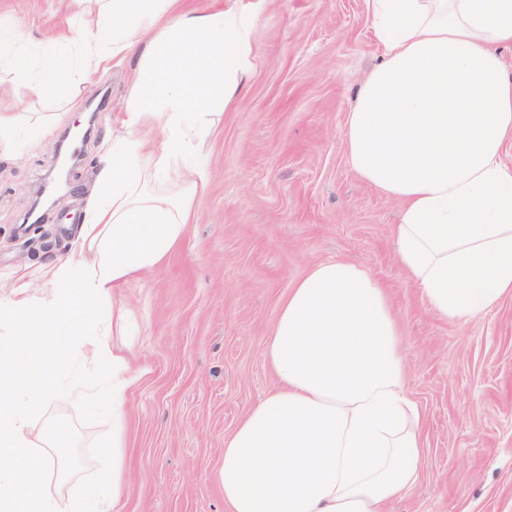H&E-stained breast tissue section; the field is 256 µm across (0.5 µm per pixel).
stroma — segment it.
<instances>
[{
    "label": "stroma",
    "instance_id": "stroma-1",
    "mask_svg": "<svg viewBox=\"0 0 512 512\" xmlns=\"http://www.w3.org/2000/svg\"><path fill=\"white\" fill-rule=\"evenodd\" d=\"M0 17L34 48L95 28L90 0H0ZM381 56L368 0H272L257 18L243 100L208 138V186L180 248L116 291L130 319L110 342L138 376L121 512H226L224 439L275 386L264 348L280 302L335 259L385 288L425 413L420 482L387 512H512V296L465 322L434 314L396 257L398 204L347 158V114ZM134 66L110 60L50 135L0 161V279L28 264L36 290L39 263L76 256ZM39 419L63 431L45 488L65 510L111 474L112 416L63 402Z\"/></svg>",
    "mask_w": 512,
    "mask_h": 512
}]
</instances>
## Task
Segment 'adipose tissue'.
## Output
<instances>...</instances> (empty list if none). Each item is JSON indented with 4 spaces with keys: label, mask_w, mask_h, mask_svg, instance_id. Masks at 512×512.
I'll list each match as a JSON object with an SVG mask.
<instances>
[{
    "label": "adipose tissue",
    "mask_w": 512,
    "mask_h": 512,
    "mask_svg": "<svg viewBox=\"0 0 512 512\" xmlns=\"http://www.w3.org/2000/svg\"><path fill=\"white\" fill-rule=\"evenodd\" d=\"M94 33L75 70L57 47L29 54L0 18V74L66 104L73 74L110 57L137 64L120 131L99 168L80 228L81 256L48 263L47 287L0 291V512H57L44 475L57 460L40 408L79 401L112 414V445L136 380L109 343L121 324L113 290L180 245L206 188V139L218 111L238 106L252 66L256 18L270 0H96ZM383 62L349 112L348 160L400 203L393 225L402 269L428 306L466 321L512 295V0H368ZM165 147L155 150L154 135ZM177 171L181 193L144 190V174ZM397 315L371 273L348 260L314 265L282 300L266 344L278 384L224 441L228 512H385L420 474L423 412L405 390ZM78 354L106 384L73 386L58 369ZM122 460L69 512H114Z\"/></svg>",
    "instance_id": "1"
}]
</instances>
